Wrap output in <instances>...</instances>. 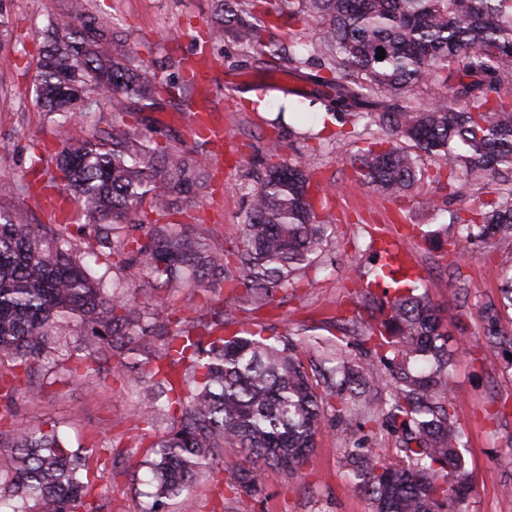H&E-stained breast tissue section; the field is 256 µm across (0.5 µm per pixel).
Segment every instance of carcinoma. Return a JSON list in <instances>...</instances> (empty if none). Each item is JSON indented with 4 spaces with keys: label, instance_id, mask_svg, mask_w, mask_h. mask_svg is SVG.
Instances as JSON below:
<instances>
[{
    "label": "carcinoma",
    "instance_id": "obj_1",
    "mask_svg": "<svg viewBox=\"0 0 512 512\" xmlns=\"http://www.w3.org/2000/svg\"><path fill=\"white\" fill-rule=\"evenodd\" d=\"M61 6L63 18L41 31L32 86L36 107L68 129L50 162L74 198L78 223H32L24 186L0 200L6 394L45 360L72 362L74 375L110 359L119 377L147 373L142 437L161 416L172 427L141 460L153 487L144 512L188 497L195 475L216 460L234 488L258 495L262 465L287 476L301 470L330 412L367 422L383 416L397 433L398 448L380 466L346 449L348 477L374 512H465L463 434L448 396L463 349L439 327L417 281L388 255L355 283L364 294L381 290L380 318L364 327L362 343L386 376L345 357L321 380L309 373L303 354L340 351L344 335H268L260 323L232 330L233 312L265 306L321 265L334 233L322 214L326 187L314 188L308 169L289 162L272 139L241 241L229 246L206 228L189 229L175 216L207 186L198 155L208 141L161 139L138 115L176 97L193 111L192 87L140 63L88 0ZM311 22L319 34L310 40ZM207 36L212 45L237 46L257 70L297 71L315 60V92L255 105L275 110L277 125L292 121L289 132L299 138L320 139L334 125L335 143L365 141L351 166L376 194L401 197L432 178L447 179L450 189L465 181L480 194L450 222L466 241L512 255V0H211ZM92 111L112 119L91 132ZM423 155L435 159V170L420 166ZM105 255L110 292L88 264ZM147 279L172 294L227 293L217 308L172 318L127 296ZM511 310L512 264L502 270L498 303L483 309L488 346L512 347L501 329ZM77 333L84 339L74 347L68 337ZM226 446L239 455L225 457ZM95 454L67 447L53 428L16 431L0 452V512H86Z\"/></svg>",
    "mask_w": 512,
    "mask_h": 512
}]
</instances>
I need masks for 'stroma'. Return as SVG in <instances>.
<instances>
[{
    "label": "stroma",
    "instance_id": "1",
    "mask_svg": "<svg viewBox=\"0 0 512 512\" xmlns=\"http://www.w3.org/2000/svg\"><path fill=\"white\" fill-rule=\"evenodd\" d=\"M9 16L0 48V188L31 184L30 206L36 223L53 221L47 193L54 187L34 155L55 153L67 137L64 127L48 123L30 92L40 51L38 33L59 19L57 0H6ZM93 12L117 18L123 36L146 63L194 61L205 36L209 0H90ZM215 79L196 86L215 114L224 119L223 150L206 147L199 159L210 181L196 198L194 213L226 242L238 241L255 176L274 133L271 116L254 110L246 97L255 73L244 67L233 45L210 53ZM289 159L310 164L329 185L327 210L335 221L325 248L328 271L309 270L302 285L280 292L274 307L241 310L235 318L262 322L274 331L299 325L319 326L326 318L371 321L369 299L355 295L353 283L375 252L372 239L397 243L420 288L438 311L443 328L469 352L456 362L450 397L462 427L471 492L467 512H512V359L483 341L482 308L499 296L500 270L512 262L493 245L473 246L459 239L450 213L462 208L472 190L425 182L406 198L392 200L370 191L352 174L349 158L361 143L319 144L284 138ZM434 199L432 214L424 206ZM41 393L29 399L0 393V434L14 429L57 427L71 447L95 443L102 473L93 501L98 512H143L150 487L140 468L138 446L144 406L143 384L94 373L82 381L64 368L39 377ZM396 438L387 428L360 425L347 416L327 417L301 473L264 472V491L254 497L232 493L220 463L204 469L188 499L170 502L166 512H372L369 498L345 478V451L368 448L386 457Z\"/></svg>",
    "mask_w": 512,
    "mask_h": 512
}]
</instances>
